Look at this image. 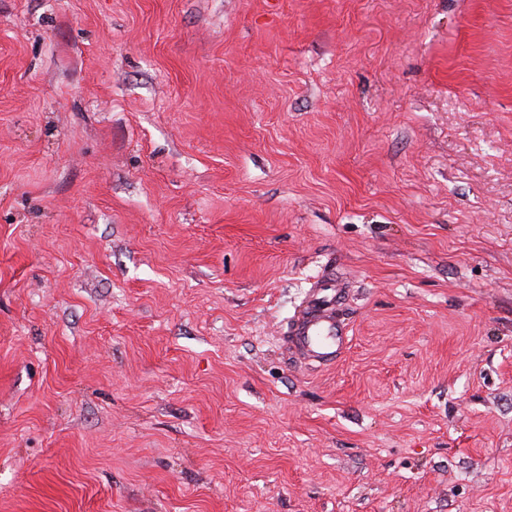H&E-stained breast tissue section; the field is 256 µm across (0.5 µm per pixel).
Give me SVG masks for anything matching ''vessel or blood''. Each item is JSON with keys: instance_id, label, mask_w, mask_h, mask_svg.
Here are the masks:
<instances>
[{"instance_id": "vessel-or-blood-1", "label": "vessel or blood", "mask_w": 512, "mask_h": 512, "mask_svg": "<svg viewBox=\"0 0 512 512\" xmlns=\"http://www.w3.org/2000/svg\"><path fill=\"white\" fill-rule=\"evenodd\" d=\"M328 283H318L296 321L294 334L303 352L309 357L332 362L345 348L348 336L339 323L336 306L342 303V293H329Z\"/></svg>"}]
</instances>
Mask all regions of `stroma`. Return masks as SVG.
<instances>
[{
  "label": "stroma",
  "instance_id": "35a3bbf8",
  "mask_svg": "<svg viewBox=\"0 0 512 512\" xmlns=\"http://www.w3.org/2000/svg\"><path fill=\"white\" fill-rule=\"evenodd\" d=\"M0 512H512V0H0ZM329 289L335 292L327 282H320L314 287L294 329V335L303 352L322 362L335 361L348 340L336 315V307L342 304L344 296L341 289L336 288L331 300H327L322 294Z\"/></svg>",
  "mask_w": 512,
  "mask_h": 512
}]
</instances>
